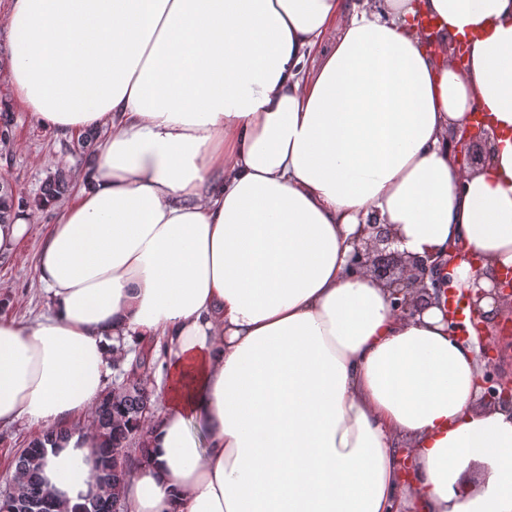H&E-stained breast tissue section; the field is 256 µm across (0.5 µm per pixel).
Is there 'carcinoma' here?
<instances>
[{
	"instance_id": "cac0c4a2",
	"label": "carcinoma",
	"mask_w": 512,
	"mask_h": 512,
	"mask_svg": "<svg viewBox=\"0 0 512 512\" xmlns=\"http://www.w3.org/2000/svg\"><path fill=\"white\" fill-rule=\"evenodd\" d=\"M15 205L11 188H1L0 221L8 219ZM155 367L156 360L150 348L132 364V370L145 378ZM151 405L150 395L141 382L135 380L120 392L107 391L100 395L93 411V429L102 440L94 471L101 493L84 498L72 512H111V505L121 503V487L132 448L136 446L140 450L141 462H149V450L141 442V422L142 417L151 412ZM59 435V431L48 430L21 451L16 462V481L0 499V512H64L40 476L46 445Z\"/></svg>"
}]
</instances>
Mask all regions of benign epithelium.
I'll return each instance as SVG.
<instances>
[{"label":"benign epithelium","instance_id":"1","mask_svg":"<svg viewBox=\"0 0 512 512\" xmlns=\"http://www.w3.org/2000/svg\"><path fill=\"white\" fill-rule=\"evenodd\" d=\"M448 149L455 161L464 169L476 170L490 154L492 144L486 132L480 126H466L460 132L448 135ZM396 235L391 224H379L372 221L363 225L361 238L355 246L349 261V271L356 274L367 273L384 287L391 289L392 308L404 315L415 316L428 307L437 305L444 311L448 323L449 335L466 338L467 327L462 323L454 309V303L468 306L473 311L480 310L483 299L491 297L499 306L512 307V279L486 276L477 270L472 287L457 294L446 275L450 270L454 256L448 260L429 261L419 256H408L394 248ZM489 278L491 288L480 286L483 278ZM478 336L512 335V317L495 325L490 331L488 322H471ZM499 350L488 343L482 344V375L480 402L486 406H512V381L498 372Z\"/></svg>","mask_w":512,"mask_h":512}]
</instances>
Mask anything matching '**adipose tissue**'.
I'll return each mask as SVG.
<instances>
[{"instance_id": "adipose-tissue-1", "label": "adipose tissue", "mask_w": 512, "mask_h": 512, "mask_svg": "<svg viewBox=\"0 0 512 512\" xmlns=\"http://www.w3.org/2000/svg\"><path fill=\"white\" fill-rule=\"evenodd\" d=\"M0 30L37 123L111 128L40 246L48 314L0 318V423L66 430L63 502L97 490L74 421L150 347L125 512H512L477 338L348 272L373 217L410 255L465 245L456 289L512 267V0H10ZM474 111L493 148L463 173Z\"/></svg>"}]
</instances>
